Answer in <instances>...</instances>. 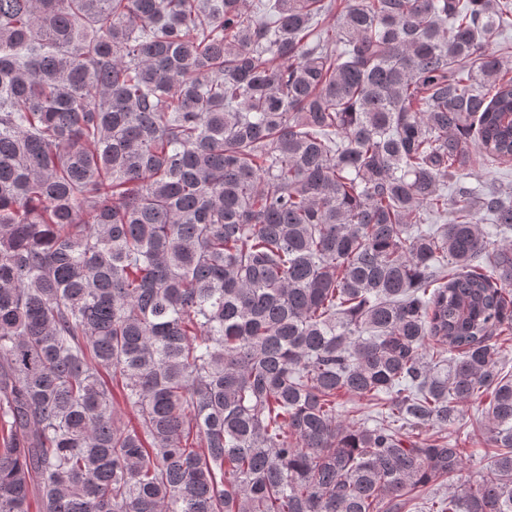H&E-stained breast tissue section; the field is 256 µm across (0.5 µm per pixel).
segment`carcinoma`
Masks as SVG:
<instances>
[{"label":"carcinoma","mask_w":512,"mask_h":512,"mask_svg":"<svg viewBox=\"0 0 512 512\" xmlns=\"http://www.w3.org/2000/svg\"><path fill=\"white\" fill-rule=\"evenodd\" d=\"M508 30L0 0V512H512ZM341 402L342 405L339 407V414H341L340 419L345 422L352 421V419H364L375 415L374 408L366 405L363 401L344 398ZM477 417L476 406H468L463 409V420L455 426V431L452 437L458 436L462 441V446L467 448L468 454H474L473 459L483 457L491 448H487L482 437L477 431L472 428V423Z\"/></svg>","instance_id":"obj_1"}]
</instances>
